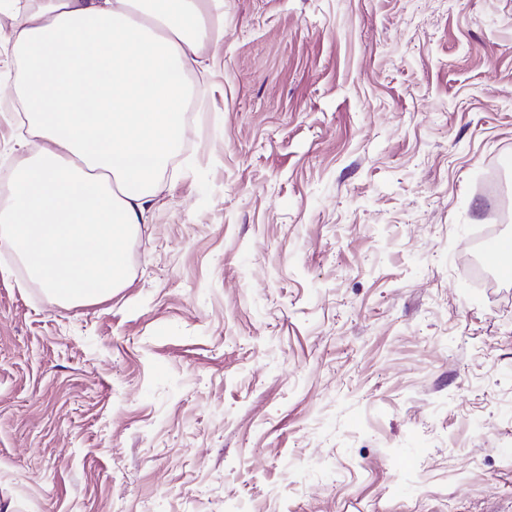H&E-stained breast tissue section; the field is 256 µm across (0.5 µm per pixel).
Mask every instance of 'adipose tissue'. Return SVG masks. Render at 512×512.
I'll return each instance as SVG.
<instances>
[{"label":"adipose tissue","mask_w":512,"mask_h":512,"mask_svg":"<svg viewBox=\"0 0 512 512\" xmlns=\"http://www.w3.org/2000/svg\"><path fill=\"white\" fill-rule=\"evenodd\" d=\"M1 12L29 136L0 247L52 303L107 300L128 283L125 242L181 147L185 77L224 34L223 0H0Z\"/></svg>","instance_id":"ef3b65f1"}]
</instances>
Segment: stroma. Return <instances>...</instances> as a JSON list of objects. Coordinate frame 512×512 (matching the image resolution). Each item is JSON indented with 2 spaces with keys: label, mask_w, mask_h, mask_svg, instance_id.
<instances>
[{
  "label": "stroma",
  "mask_w": 512,
  "mask_h": 512,
  "mask_svg": "<svg viewBox=\"0 0 512 512\" xmlns=\"http://www.w3.org/2000/svg\"><path fill=\"white\" fill-rule=\"evenodd\" d=\"M126 288L0 248V512H512V0H224ZM0 89V179L21 163ZM483 265L492 271L503 283L512 281V249L501 242L488 244L481 252Z\"/></svg>",
  "instance_id": "1"
}]
</instances>
